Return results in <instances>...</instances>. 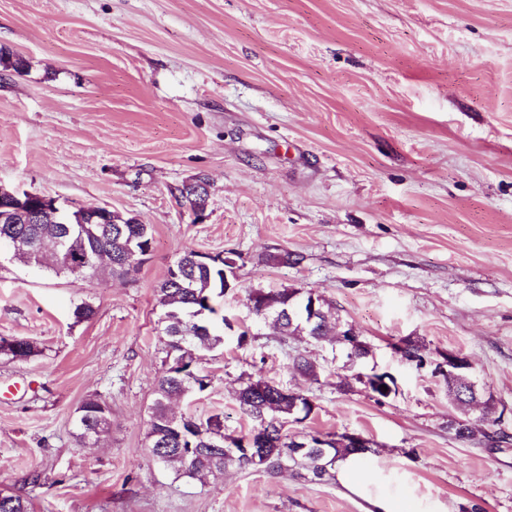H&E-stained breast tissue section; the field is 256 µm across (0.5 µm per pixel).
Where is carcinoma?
<instances>
[{
	"instance_id": "cac0c4a2",
	"label": "carcinoma",
	"mask_w": 512,
	"mask_h": 512,
	"mask_svg": "<svg viewBox=\"0 0 512 512\" xmlns=\"http://www.w3.org/2000/svg\"><path fill=\"white\" fill-rule=\"evenodd\" d=\"M177 192L191 209L206 210L207 193L193 191V183L182 184ZM83 220L84 208L79 207L71 211L68 224H52L48 219L41 221L37 218H27L17 224H0V243L19 238L23 246L9 251L10 258L34 264L56 276L65 275L90 282L106 272L112 276L127 275L129 240L137 229L145 230L144 240L138 244L140 250L149 248V242L153 241L150 225L142 224L136 217L114 213L110 224H85ZM197 256L194 250L183 252L169 266L157 288V302L163 312H171V320L161 327V333L166 337V369L158 380L150 406L148 457L154 461L158 449L169 448L171 452L161 463L188 477L221 473L226 466L233 464L241 469L262 468L276 473L280 470V454L291 448L292 438L289 435L274 433L273 444L269 445L274 455L252 464L241 452L230 456L222 449L212 447L211 428L220 427L223 415L213 414L203 420L170 413L172 398L202 393L210 386L208 377L196 369L200 351L224 346L226 319L216 321L218 310L215 307L216 300L227 293L224 288V256H211L204 266L195 264ZM311 295L315 296L317 309L321 311L317 322L291 321L278 315V312L301 304ZM253 299L270 305V319L283 338L304 333L316 341H333L345 353L348 362L354 365L371 352L369 343L362 339L352 344L348 337L336 335V328L341 325L340 318L332 312V306L326 299L311 290L259 288L249 293L248 300ZM401 344L403 349L399 353L408 362L419 365L428 354L425 344L410 338L401 340ZM34 354L35 347L30 341L0 337V357L25 360ZM293 364L310 382H319L320 371L314 362L298 355ZM360 383L378 402L396 393V383L387 372L367 373ZM383 385L387 389H381ZM478 397H484V389L474 385L466 371L458 373L454 383L448 385V403L459 418L465 417L468 407ZM237 400L241 412L257 424L261 416L269 423L278 420L301 423L314 412L309 397L292 391L284 396L279 392V385L262 377L249 380L239 390ZM104 405L102 399L89 397L78 408L82 437L90 445L109 430V425L100 419ZM302 437L317 447L291 458V464L311 472L319 481L333 477L336 464L347 456L364 457L372 452L370 448H351L344 443L342 435L332 432H308ZM0 512H29L28 502L19 496L0 494Z\"/></svg>"
}]
</instances>
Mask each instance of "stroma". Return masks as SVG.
Here are the masks:
<instances>
[{
	"label": "stroma",
	"instance_id": "stroma-1",
	"mask_svg": "<svg viewBox=\"0 0 512 512\" xmlns=\"http://www.w3.org/2000/svg\"><path fill=\"white\" fill-rule=\"evenodd\" d=\"M0 48L28 63L0 70V185L153 234L125 279L0 263V336L36 347L0 358V492L30 512H367L371 495L512 512V443L456 439L446 377L392 348L466 355L512 434V0H0ZM200 175L199 220L175 189ZM191 249L233 261L236 287L223 348L200 357L211 385L176 412L223 413L236 437L248 378L303 393L315 410L288 434L373 441L364 493L295 467L198 479L149 459L156 289ZM258 288L323 296L371 356L280 339L247 307ZM84 302L96 313L76 320ZM373 370L397 382L380 403L357 379ZM91 396L112 428L89 448L75 420Z\"/></svg>",
	"mask_w": 512,
	"mask_h": 512
}]
</instances>
